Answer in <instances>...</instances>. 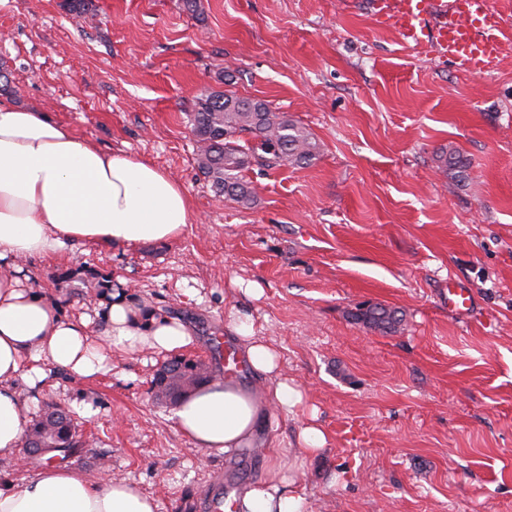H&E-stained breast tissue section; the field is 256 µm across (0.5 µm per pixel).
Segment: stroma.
Returning <instances> with one entry per match:
<instances>
[{
	"mask_svg": "<svg viewBox=\"0 0 512 512\" xmlns=\"http://www.w3.org/2000/svg\"><path fill=\"white\" fill-rule=\"evenodd\" d=\"M0 0V99L166 171L194 222L171 241L69 246L27 261L66 316L96 313L82 273L190 324L180 356L224 372L229 312L274 341L306 392L269 418L280 448L316 409L327 437L304 480L317 512H512V0L504 51L484 75L404 44L368 0ZM269 102L315 137L311 163L253 165L251 207L216 196L197 165L198 97ZM461 179L441 169L445 155ZM70 280H60L64 271ZM472 310L448 309V282ZM257 283L260 298L239 282ZM399 310L397 331L357 321ZM163 352H116L83 380L47 367L38 408H67L88 441L68 459L138 484L157 512H208L216 490L263 472V452L207 456L151 392Z\"/></svg>",
	"mask_w": 512,
	"mask_h": 512,
	"instance_id": "obj_1",
	"label": "stroma"
}]
</instances>
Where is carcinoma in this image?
<instances>
[{
	"label": "carcinoma",
	"mask_w": 512,
	"mask_h": 512,
	"mask_svg": "<svg viewBox=\"0 0 512 512\" xmlns=\"http://www.w3.org/2000/svg\"><path fill=\"white\" fill-rule=\"evenodd\" d=\"M193 133L199 143V168L218 196L251 206L255 193L243 172L252 165L273 167L306 164L316 158L319 144L309 132L284 112L265 101L241 98L234 92H218L198 101L193 113ZM87 286L100 297L112 293L108 274L87 273ZM357 317L379 329H394L401 319L382 306L359 309ZM210 381L204 364L182 357L168 360L157 371L152 388L156 399L175 404L189 390ZM25 443L47 449L38 463L62 461L74 455L86 441L76 431L68 412L51 406L25 433Z\"/></svg>",
	"instance_id": "cac0c4a2"
}]
</instances>
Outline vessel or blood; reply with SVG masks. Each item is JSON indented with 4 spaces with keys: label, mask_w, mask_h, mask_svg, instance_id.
Listing matches in <instances>:
<instances>
[{
    "label": "vessel or blood",
    "mask_w": 512,
    "mask_h": 512,
    "mask_svg": "<svg viewBox=\"0 0 512 512\" xmlns=\"http://www.w3.org/2000/svg\"><path fill=\"white\" fill-rule=\"evenodd\" d=\"M372 8L376 17L392 21L404 43L433 45L460 71L485 74L499 64L502 21L486 0H373ZM471 305V289L449 284L450 311L464 314Z\"/></svg>",
    "instance_id": "1"
}]
</instances>
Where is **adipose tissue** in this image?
Listing matches in <instances>:
<instances>
[{
	"label": "adipose tissue",
	"mask_w": 512,
	"mask_h": 512,
	"mask_svg": "<svg viewBox=\"0 0 512 512\" xmlns=\"http://www.w3.org/2000/svg\"><path fill=\"white\" fill-rule=\"evenodd\" d=\"M193 219L184 188L164 170L103 151L38 109L0 101V459L17 458L33 409L17 385L39 389L45 365L92 379L110 371L113 351L171 352L194 341L186 323L121 291L101 300L102 327L91 330L89 320L67 318L40 288L23 284L17 262L68 243L166 242ZM228 329L260 385L230 375L209 381L177 405L175 426L209 455L270 448L261 478L232 498L233 512H313L303 468L324 451L325 434L311 422L299 433L301 454L276 449L265 420L298 414L305 393L249 317L230 316ZM0 512H157V504L129 481H93L51 464L20 488L0 489Z\"/></svg>",
	"instance_id": "ef3b65f1"
}]
</instances>
